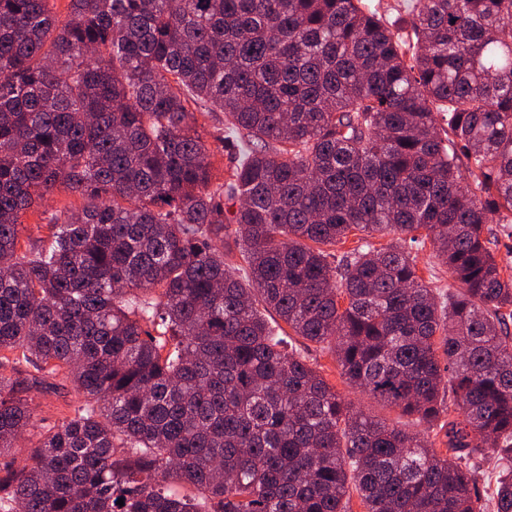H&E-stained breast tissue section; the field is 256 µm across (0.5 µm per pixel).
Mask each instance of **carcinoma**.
Returning <instances> with one entry per match:
<instances>
[{
	"mask_svg": "<svg viewBox=\"0 0 512 512\" xmlns=\"http://www.w3.org/2000/svg\"><path fill=\"white\" fill-rule=\"evenodd\" d=\"M408 15L0 0V452L35 393L84 398L0 461V512H484L486 455L512 512V268L488 228L512 224V0ZM198 106L224 113V185ZM59 186L82 206L22 247ZM353 231L407 238L331 261ZM427 239L446 290L409 251ZM267 312L425 433L353 410ZM475 475V492L480 498L488 497L493 490L494 472L492 465L485 461H477L471 464Z\"/></svg>",
	"mask_w": 512,
	"mask_h": 512,
	"instance_id": "obj_1",
	"label": "carcinoma"
}]
</instances>
